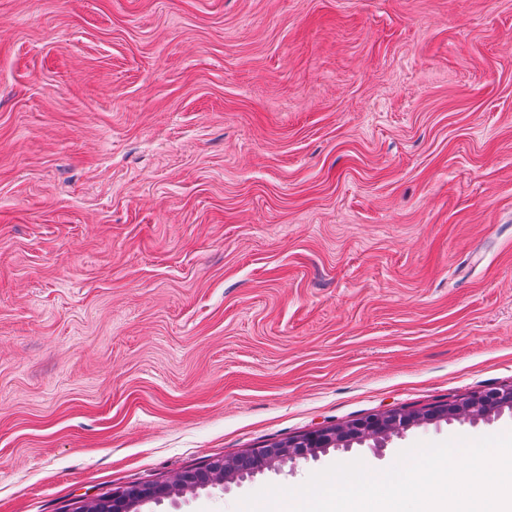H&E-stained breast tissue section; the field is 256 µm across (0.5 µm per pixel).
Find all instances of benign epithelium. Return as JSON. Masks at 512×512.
<instances>
[{
    "label": "benign epithelium",
    "mask_w": 512,
    "mask_h": 512,
    "mask_svg": "<svg viewBox=\"0 0 512 512\" xmlns=\"http://www.w3.org/2000/svg\"><path fill=\"white\" fill-rule=\"evenodd\" d=\"M512 410V388H501L486 392H474L451 402L432 405L421 411H389L362 416L345 424L321 427L280 444L273 443L264 448L249 450L255 458V472L276 468L280 462L299 458L316 457L329 448L348 447L354 442L374 440L378 443L394 434L418 424L441 419L476 420L498 415L504 410ZM206 471L213 477L224 475V482L239 479V474L229 458H215L205 464ZM155 485L132 484L116 488L109 494L112 499V512H131L137 504L149 500L150 491Z\"/></svg>",
    "instance_id": "7a95c632"
}]
</instances>
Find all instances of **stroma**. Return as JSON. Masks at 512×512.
Returning <instances> with one entry per match:
<instances>
[{"instance_id": "1", "label": "stroma", "mask_w": 512, "mask_h": 512, "mask_svg": "<svg viewBox=\"0 0 512 512\" xmlns=\"http://www.w3.org/2000/svg\"><path fill=\"white\" fill-rule=\"evenodd\" d=\"M503 386L512 0H0V512Z\"/></svg>"}]
</instances>
